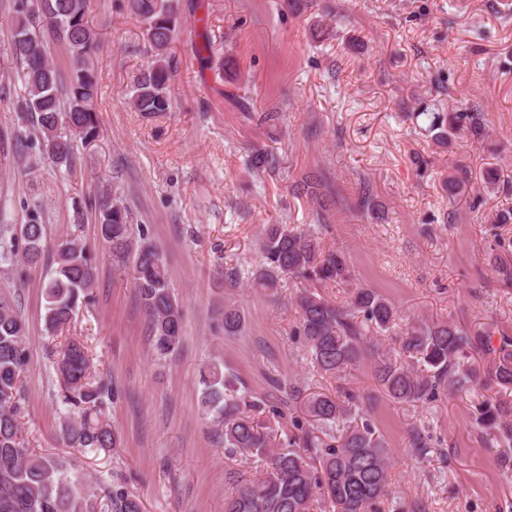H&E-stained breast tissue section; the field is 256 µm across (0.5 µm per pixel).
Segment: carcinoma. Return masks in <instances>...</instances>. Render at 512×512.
Listing matches in <instances>:
<instances>
[{"label": "carcinoma", "instance_id": "1", "mask_svg": "<svg viewBox=\"0 0 512 512\" xmlns=\"http://www.w3.org/2000/svg\"><path fill=\"white\" fill-rule=\"evenodd\" d=\"M92 0H17L13 20L12 58L24 86L25 124L16 139L21 150L31 147L34 128L42 151L57 166H69L77 142L99 136L95 110L98 78L92 56L98 33L89 24ZM129 12L144 24L152 60L130 90L129 104L153 115L172 108L174 66L170 46L178 37L181 17L174 0H127ZM67 50L71 75L64 79L50 60L45 34ZM438 138L465 127L484 137L479 112H429ZM103 243L125 269L150 319L149 340L158 359L182 347L183 314L171 286L164 257L142 224H132L120 188L95 202ZM46 224L41 205L31 204L27 224H0V268L14 269L39 260ZM260 260L252 271L254 285L274 290L284 283L310 282L294 301L299 313L295 335L308 348L319 371L342 384L334 397L314 394L308 411L326 438L306 434L278 437L269 424L250 414L261 408L237 394L217 364L200 370V405L221 428L224 454L263 463L259 474L247 476L229 468L224 480L231 492L224 512H310L321 501L330 512H424L390 492V449L367 417L365 399L343 386L365 360L374 380L390 398L404 403L433 401L440 391L486 387L512 388V350L509 343L493 345L487 331L471 332L452 322L411 327L399 348L380 349L375 340L393 333L397 310L382 296L365 288L349 291L345 306H337L315 288L351 281L346 251L325 249L310 232L286 224L267 225L259 242ZM96 270L91 249L73 240L57 245L54 267L44 285L45 332L50 337L70 325L79 306L90 296ZM240 312L224 308L221 330L237 335ZM29 363V336L17 303L0 293V512H143L140 497L120 483L91 492L67 462L26 446L21 427L22 377ZM56 375L63 413L61 431L69 448L111 453L118 436L107 421L104 405L115 398L112 386L95 379L84 346L70 340L58 351ZM478 424L486 447L499 449L505 469L512 471V402L485 399L479 404ZM318 460L313 471L305 456Z\"/></svg>", "mask_w": 512, "mask_h": 512}]
</instances>
